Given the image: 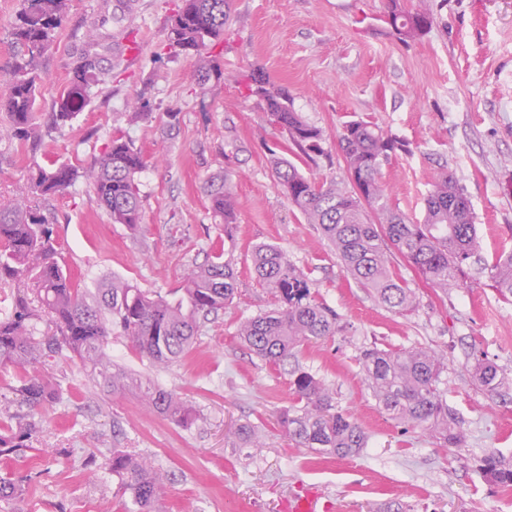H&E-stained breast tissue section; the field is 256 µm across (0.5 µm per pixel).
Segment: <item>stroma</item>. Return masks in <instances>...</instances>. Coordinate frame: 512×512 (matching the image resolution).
<instances>
[{"instance_id": "obj_1", "label": "stroma", "mask_w": 512, "mask_h": 512, "mask_svg": "<svg viewBox=\"0 0 512 512\" xmlns=\"http://www.w3.org/2000/svg\"><path fill=\"white\" fill-rule=\"evenodd\" d=\"M400 3L429 11L426 35L399 39L387 22L389 0H229L223 41L197 54L167 39L182 0H68L56 42L41 59L43 137L31 149L0 135V196L21 193L35 168L89 166L121 132L147 161L136 176L141 233L131 238L77 181L38 202L60 263L83 288L112 275L164 294L181 288L187 265L225 244L208 190L227 177L237 199L229 247L240 284L233 302L205 323L195 349L169 367L149 365L120 334L109 340L116 365L193 407L191 427L151 412L135 393L104 390L78 363L48 359L61 399L40 411L28 458L0 461V478L33 462L43 475L31 497L1 502L0 512H133L130 494L105 467L116 448L135 450L169 474L161 512H284L302 489L316 493L315 512H512V501L481 473L490 455L512 459V341L505 339L512 298L473 266L460 287L442 292L396 255L392 270L414 288L418 305L406 314L385 308L347 276L269 164L275 148L308 177L345 180L339 135L345 122L363 120L410 145V154L382 169L394 206L421 219L431 182L446 168L471 202L484 259L512 245V0ZM20 9L21 0H0V84L24 55L14 38ZM99 20L123 35L96 49L100 69L112 75L92 85L70 121L52 125L53 105ZM256 70L285 87L295 111L322 130L326 157L312 162L289 149L264 101L245 87ZM262 243L286 251L345 326L299 347L284 367L256 357L238 337L243 321L275 307L251 270ZM370 345L423 346L446 356L444 389L460 421L459 447L402 429L380 409L359 364ZM482 359L499 367L506 386L490 392L476 384L472 372ZM295 367L333 389L339 409L368 433L358 455L320 460L282 431L279 416L297 403ZM246 422L264 441L250 453L224 442Z\"/></svg>"}]
</instances>
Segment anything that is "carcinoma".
I'll list each match as a JSON object with an SVG mask.
<instances>
[{
	"label": "carcinoma",
	"instance_id": "cac0c4a2",
	"mask_svg": "<svg viewBox=\"0 0 512 512\" xmlns=\"http://www.w3.org/2000/svg\"><path fill=\"white\" fill-rule=\"evenodd\" d=\"M67 0H22L20 24L14 35L27 58L0 91V109L9 119V134L23 146L40 139L34 112L40 76L37 60L54 44ZM389 24L403 40L425 35L433 19L426 11L404 10L390 0ZM229 0H186L169 30L172 45L200 51L224 37ZM98 61L88 52L73 69L66 94L55 102V124L68 121L86 100L92 83L105 80ZM252 92L265 102L269 120L282 128L288 141L307 157L324 155V135L292 107L284 89L251 75ZM339 145L348 183L334 179L316 182L287 159L270 153L277 183L288 202L315 224L352 279L373 289L378 301L391 309L409 312L416 292L390 270V250L407 258L423 279L443 292L458 286L464 268L481 261L482 244L471 204L454 174L438 173L425 202L422 220L414 221L392 206L382 180V168L397 153L409 154L408 145L367 122L345 123ZM146 161L140 149L118 134L107 150L88 167L69 165L38 169L28 190L15 198L0 197V279L15 294L11 313L0 318V370H13L18 385L13 392L28 412L0 422V457L19 459L32 449L39 433L34 415L54 403L60 387L44 369L46 359L68 351L89 368L92 380L112 393L136 391L147 408L182 425L193 421L192 409L174 391L165 390L112 363L108 340L116 330L151 364L165 368L189 354L208 316L232 303L239 275L234 259L216 251L202 263H191L184 286L162 295L133 282L112 277L97 292L82 291L56 259L57 249L46 217L33 198L61 195L83 178L95 201L114 224H123L137 236L142 224L136 175ZM213 210L224 218V239L233 238L237 201L232 182L224 179L210 188ZM377 221L368 218V211ZM252 271L277 303V308L244 322L238 336L260 359L283 364L312 340L336 335L342 329L336 312L321 303L313 283L288 256L273 244L252 251ZM492 286L512 297V249L502 250L492 264L482 267ZM52 326L50 336L36 335L41 319ZM445 356L425 347L398 351L370 348L361 355V369L376 403L391 420L405 427H420L447 446L462 442L459 420L444 399L441 374ZM292 386L300 407L280 416L292 440L322 457H347L366 446L362 428L337 409L334 393L314 374L296 369ZM474 380L493 391L505 376L492 362L474 367ZM237 448L263 447L256 426L238 425L233 432ZM137 512H158L166 493L165 472L129 448H114L105 462ZM483 478L494 485H512V464L490 456L482 465ZM38 473L29 471L15 480L0 479V501L31 495Z\"/></svg>",
	"mask_w": 512,
	"mask_h": 512
}]
</instances>
